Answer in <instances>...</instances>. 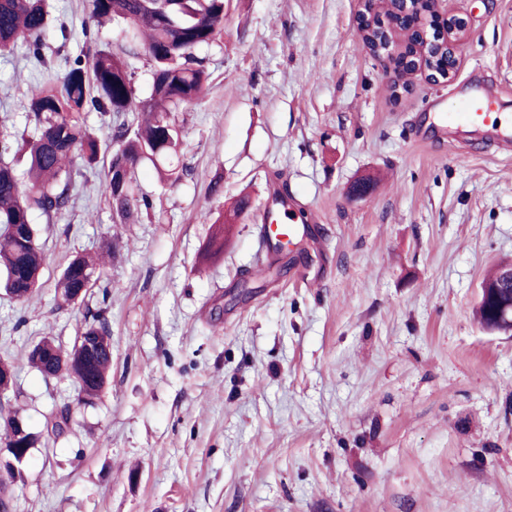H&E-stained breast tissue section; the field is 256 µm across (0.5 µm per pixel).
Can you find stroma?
Listing matches in <instances>:
<instances>
[{
  "label": "stroma",
  "mask_w": 512,
  "mask_h": 512,
  "mask_svg": "<svg viewBox=\"0 0 512 512\" xmlns=\"http://www.w3.org/2000/svg\"><path fill=\"white\" fill-rule=\"evenodd\" d=\"M49 3L61 71L91 20L83 0ZM448 7L470 27L453 79L396 96L359 0H224L223 35L197 52L209 83L177 113L192 177L173 187L144 162L133 188L151 208L116 224L99 160L66 219H35L42 288L0 290L7 398L37 436L9 512H512V332L474 315L483 279L512 264V151L426 121L475 85L512 108V0ZM37 76L0 57V130H33ZM274 187L319 230L269 264L255 226ZM245 194L223 255L202 261ZM111 234L101 287L58 307L68 260ZM103 304L112 371L80 405L27 354L45 337L71 350ZM235 204L233 218H227V216H224V213L222 212L212 222V227L214 229L210 235L207 250L203 259H209L224 252V241L227 240L226 236L229 235L232 224H235L239 218L247 212L249 208V200L246 197H241ZM237 212H239V214Z\"/></svg>",
  "instance_id": "obj_1"
}]
</instances>
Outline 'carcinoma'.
Here are the masks:
<instances>
[{"instance_id":"carcinoma-1","label":"carcinoma","mask_w":512,"mask_h":512,"mask_svg":"<svg viewBox=\"0 0 512 512\" xmlns=\"http://www.w3.org/2000/svg\"><path fill=\"white\" fill-rule=\"evenodd\" d=\"M91 17L101 21L124 19L129 25L126 41L116 49H94L90 33H84L86 49H94L91 64L86 55L66 60L65 72L53 73L46 55L44 35L50 26L46 0H0V55H12L26 48L27 61L40 67L36 86L28 94V117L35 121V134L23 141L29 156L26 178L0 159V288L11 298L22 301L41 285L45 264L38 244L33 215L37 212L60 215L70 204V184L75 160L93 167L108 145L89 132L85 114L95 111L113 116V149L100 192L112 204L116 224H134L142 210L151 206L148 197L134 195L132 182L139 164L170 161L182 145L181 126L171 118L172 110L200 98L208 75L196 50L224 33V0H88ZM145 51L153 69V85L147 98L137 96L128 72L127 58ZM249 208L246 197L236 201L234 217L219 214L213 221L204 258L224 252V241L232 224ZM112 242L102 243L95 255L78 254L71 258L55 279L54 288L62 303L71 304L70 290L92 288L102 279L103 270L114 258ZM501 267L482 282L496 288L502 299H509L512 283L501 279ZM499 304L482 300L476 308L481 324L489 326ZM111 335L105 311L84 323L81 335ZM39 344L55 353L44 359L28 356L29 364L42 376L66 375L76 384L77 402L97 394L112 370V354L92 347L86 359L74 356L78 346L64 353L50 338ZM23 422L24 439L31 446L37 438L17 409L0 427V443L13 444L12 425Z\"/></svg>"}]
</instances>
